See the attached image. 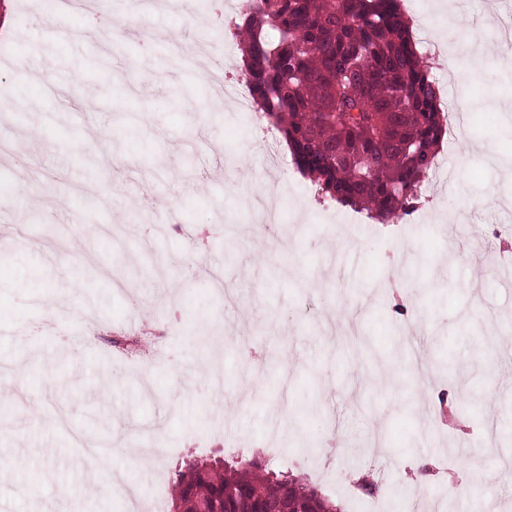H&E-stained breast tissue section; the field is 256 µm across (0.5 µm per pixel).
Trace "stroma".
Returning a JSON list of instances; mask_svg holds the SVG:
<instances>
[{
  "instance_id": "1",
  "label": "stroma",
  "mask_w": 512,
  "mask_h": 512,
  "mask_svg": "<svg viewBox=\"0 0 512 512\" xmlns=\"http://www.w3.org/2000/svg\"><path fill=\"white\" fill-rule=\"evenodd\" d=\"M404 6L445 55L433 73L464 127L425 183L428 225L354 240L293 164L268 169L250 113L203 67L143 56L114 28L87 32L83 10L0 0V58L12 61L0 68V454L19 461L0 473V512H136L126 485L146 498L190 457L254 451L310 482L293 449L321 458L327 438L355 450L374 433L385 455L337 459L327 499L387 469L407 484L428 474L442 512L512 507L500 437L512 426V275L499 270L512 172L485 162L512 161V69L494 53L467 80L447 67L452 35L499 44L486 15L512 6ZM146 22L186 40L200 19L163 0ZM132 62L146 81L126 78ZM232 177L282 203L276 237ZM27 195L39 208H23ZM395 269L414 274L409 321L389 300ZM469 410L497 433L493 458L458 447ZM102 439L111 490L93 477ZM63 485L78 503L58 499Z\"/></svg>"
}]
</instances>
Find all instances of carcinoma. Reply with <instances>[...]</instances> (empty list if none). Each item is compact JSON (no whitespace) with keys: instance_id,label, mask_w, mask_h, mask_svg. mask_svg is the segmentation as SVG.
<instances>
[{"instance_id":"carcinoma-1","label":"carcinoma","mask_w":512,"mask_h":512,"mask_svg":"<svg viewBox=\"0 0 512 512\" xmlns=\"http://www.w3.org/2000/svg\"><path fill=\"white\" fill-rule=\"evenodd\" d=\"M256 109L318 195L378 224L421 199L447 115L400 0H256L235 21ZM337 512L312 486L263 469L189 461L172 507Z\"/></svg>"}]
</instances>
